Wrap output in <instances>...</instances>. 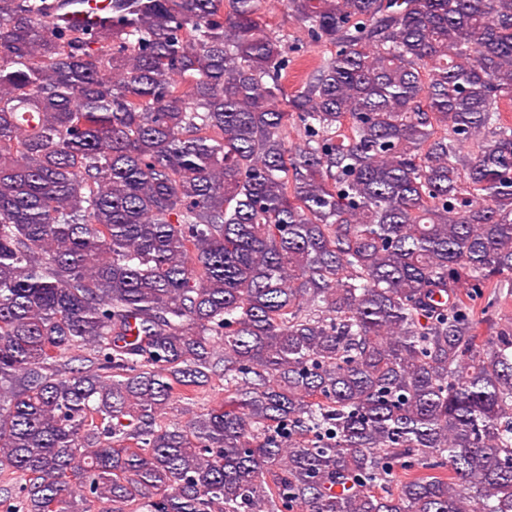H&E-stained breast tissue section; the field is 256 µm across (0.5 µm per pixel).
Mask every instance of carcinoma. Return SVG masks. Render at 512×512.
<instances>
[{"instance_id": "cac0c4a2", "label": "carcinoma", "mask_w": 512, "mask_h": 512, "mask_svg": "<svg viewBox=\"0 0 512 512\" xmlns=\"http://www.w3.org/2000/svg\"><path fill=\"white\" fill-rule=\"evenodd\" d=\"M261 4L0 0L6 512H512V0ZM285 1L287 0H263L261 16L270 33L288 34V41H295L302 47L300 56L288 69V79L284 83L289 94L299 86L313 66L323 57L334 53L336 48L310 43L306 32L289 16ZM218 381L215 385L210 387L203 388L193 404H185L183 402H178L175 410L173 411L172 418L179 419L180 421L186 422L202 413H205L206 410L217 400L221 399L224 396V391H222V386Z\"/></svg>"}]
</instances>
